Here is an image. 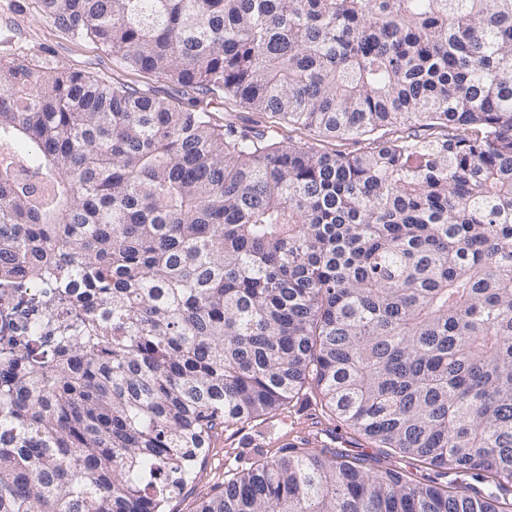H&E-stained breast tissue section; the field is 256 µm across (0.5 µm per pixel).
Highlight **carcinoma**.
Returning a JSON list of instances; mask_svg holds the SVG:
<instances>
[{
  "label": "carcinoma",
  "mask_w": 512,
  "mask_h": 512,
  "mask_svg": "<svg viewBox=\"0 0 512 512\" xmlns=\"http://www.w3.org/2000/svg\"><path fill=\"white\" fill-rule=\"evenodd\" d=\"M41 2L189 98L0 60V284L54 330L0 336V512H165L307 384L492 490L322 441L196 512H512V0ZM212 110L215 111L219 116L224 117L225 109L229 112L237 113L244 119L258 121L265 125H276L284 124L283 119L280 116H275L270 113H258L253 112L250 109L244 107V105L235 102H224V99H217L210 105Z\"/></svg>",
  "instance_id": "carcinoma-1"
}]
</instances>
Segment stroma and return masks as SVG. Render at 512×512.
Returning <instances> with one entry per match:
<instances>
[{"label":"stroma","mask_w":512,"mask_h":512,"mask_svg":"<svg viewBox=\"0 0 512 512\" xmlns=\"http://www.w3.org/2000/svg\"><path fill=\"white\" fill-rule=\"evenodd\" d=\"M0 58L46 62L107 82L123 80L162 96L177 98L181 95L179 86L152 74L122 68L101 45L72 39L58 30L45 15L41 0H0ZM328 428L319 403L309 400L292 403L273 418L260 417L219 429L202 463L200 478L170 500L168 512H195L199 502L223 486L225 472L247 470L258 460L296 442L301 433L312 434ZM337 447L349 457L365 460L367 466L391 468L424 485L440 487L456 483L476 496L488 491L484 480L421 464L403 454L374 447L346 428L341 431Z\"/></svg>","instance_id":"obj_1"}]
</instances>
